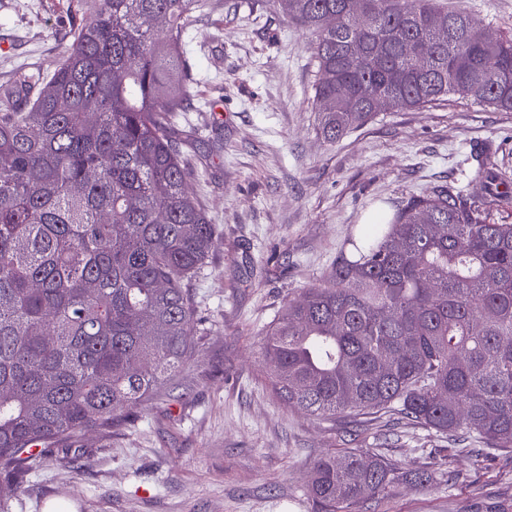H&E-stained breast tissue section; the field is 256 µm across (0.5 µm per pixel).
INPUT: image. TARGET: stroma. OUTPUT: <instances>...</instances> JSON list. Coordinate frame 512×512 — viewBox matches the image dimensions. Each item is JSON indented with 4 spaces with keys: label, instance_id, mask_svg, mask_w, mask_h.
<instances>
[{
    "label": "stroma",
    "instance_id": "1",
    "mask_svg": "<svg viewBox=\"0 0 512 512\" xmlns=\"http://www.w3.org/2000/svg\"><path fill=\"white\" fill-rule=\"evenodd\" d=\"M445 2L512 37V0ZM80 15L79 0H0V90L21 71L48 78ZM315 40L269 0H206L191 14L192 102L172 134L189 144L190 187L219 237L192 285L198 355L121 426L34 457L9 512H313L314 461L360 446L466 476L452 487L396 484L369 512H512V449L478 460L374 415L316 418L266 384L261 330L330 271L368 213L464 183L479 146L512 174V111L462 96L383 112L325 141Z\"/></svg>",
    "mask_w": 512,
    "mask_h": 512
}]
</instances>
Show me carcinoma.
<instances>
[{
  "label": "carcinoma",
  "instance_id": "1",
  "mask_svg": "<svg viewBox=\"0 0 512 512\" xmlns=\"http://www.w3.org/2000/svg\"><path fill=\"white\" fill-rule=\"evenodd\" d=\"M81 2L45 86L34 95L25 76L0 101V512L34 450L117 426L192 357V282L217 244L170 128L192 98L186 23L202 0ZM347 2L273 0L317 35L325 140L448 95L512 111L511 36L476 44L471 16L433 0H365L363 29ZM475 161L466 188L362 225L267 327L280 402L325 419L397 415L486 458L512 448V224L489 222L512 183L489 151ZM436 480L354 448L323 455L307 494L315 512H355L396 483Z\"/></svg>",
  "mask_w": 512,
  "mask_h": 512
}]
</instances>
